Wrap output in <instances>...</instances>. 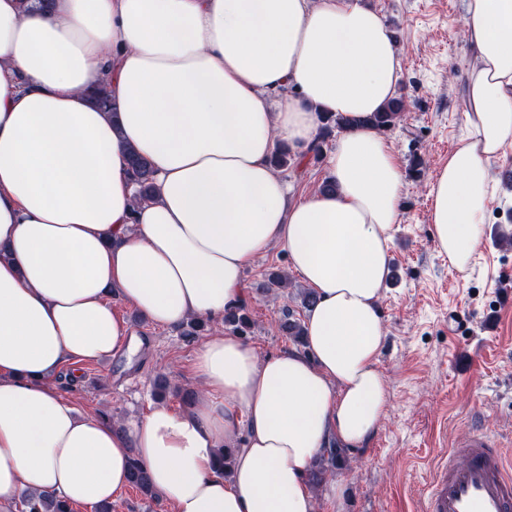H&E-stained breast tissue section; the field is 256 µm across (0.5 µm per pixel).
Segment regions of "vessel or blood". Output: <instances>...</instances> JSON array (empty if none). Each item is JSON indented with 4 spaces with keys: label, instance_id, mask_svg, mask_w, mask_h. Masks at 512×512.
Listing matches in <instances>:
<instances>
[{
    "label": "vessel or blood",
    "instance_id": "1",
    "mask_svg": "<svg viewBox=\"0 0 512 512\" xmlns=\"http://www.w3.org/2000/svg\"><path fill=\"white\" fill-rule=\"evenodd\" d=\"M424 502L425 512H512V468L501 442L472 427L429 476Z\"/></svg>",
    "mask_w": 512,
    "mask_h": 512
}]
</instances>
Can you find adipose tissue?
<instances>
[{"label":"adipose tissue","instance_id":"adipose-tissue-1","mask_svg":"<svg viewBox=\"0 0 512 512\" xmlns=\"http://www.w3.org/2000/svg\"><path fill=\"white\" fill-rule=\"evenodd\" d=\"M462 29L465 133L429 211L461 272L512 144V0H466ZM400 72L361 0H0V512L25 489L113 501L135 458L173 512H317L313 460L367 445L389 401L380 300L404 174L361 119ZM102 86L116 113L94 102ZM323 112L351 121L327 158L336 190L289 200L271 157L305 154ZM133 152L154 170L139 201ZM275 245L317 296L304 350L262 358L209 337L193 404L124 426L48 386L65 364L137 356L113 298L162 327L220 321Z\"/></svg>","mask_w":512,"mask_h":512}]
</instances>
